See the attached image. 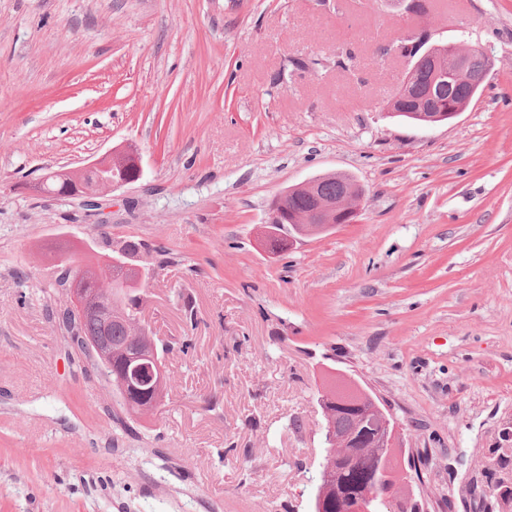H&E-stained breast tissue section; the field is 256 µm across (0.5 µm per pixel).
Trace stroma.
<instances>
[{
    "instance_id": "stroma-1",
    "label": "stroma",
    "mask_w": 512,
    "mask_h": 512,
    "mask_svg": "<svg viewBox=\"0 0 512 512\" xmlns=\"http://www.w3.org/2000/svg\"><path fill=\"white\" fill-rule=\"evenodd\" d=\"M416 25L493 57L432 128L388 110ZM125 144L97 208L34 191ZM328 172L357 217L269 251ZM104 233L165 260L134 422L48 317L51 243ZM327 367L400 423L423 512H512V0H0V512H310Z\"/></svg>"
}]
</instances>
